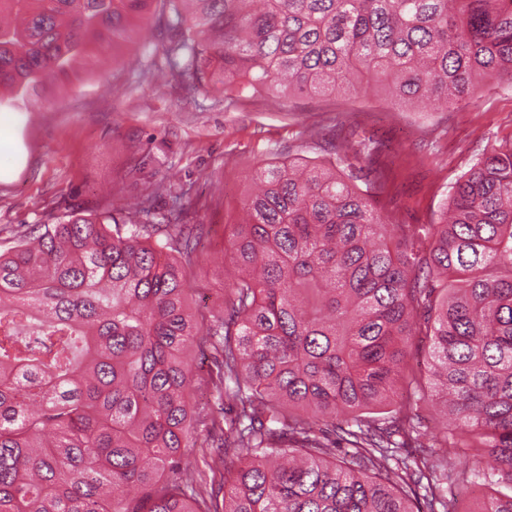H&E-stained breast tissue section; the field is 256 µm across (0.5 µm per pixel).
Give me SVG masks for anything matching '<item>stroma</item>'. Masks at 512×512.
<instances>
[{
	"instance_id": "35a3bbf8",
	"label": "stroma",
	"mask_w": 512,
	"mask_h": 512,
	"mask_svg": "<svg viewBox=\"0 0 512 512\" xmlns=\"http://www.w3.org/2000/svg\"><path fill=\"white\" fill-rule=\"evenodd\" d=\"M159 14L112 68L44 88V108L20 94L0 103V253L20 232L69 213L103 216L137 204L144 224L183 205L205 235L187 269L191 305L219 308L235 275L230 238L260 168L319 160L351 128L383 144L374 206L394 224L437 223L457 179L483 153L512 141V84L487 80L458 106L393 111L383 95H192L166 75ZM173 183L176 195L163 184Z\"/></svg>"
}]
</instances>
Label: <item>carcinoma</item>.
<instances>
[{"instance_id":"1","label":"carcinoma","mask_w":512,"mask_h":512,"mask_svg":"<svg viewBox=\"0 0 512 512\" xmlns=\"http://www.w3.org/2000/svg\"><path fill=\"white\" fill-rule=\"evenodd\" d=\"M156 3L189 92L365 93L366 76L392 107L439 110L512 81V0H0V86L35 91L132 40ZM358 146L359 168L338 142L256 175L207 315L182 211L72 214L0 253V512H452V486L482 490L470 512H512V143L422 233L372 206L357 182H380L375 147ZM193 344L216 354L205 376ZM200 426L221 497L183 452Z\"/></svg>"}]
</instances>
